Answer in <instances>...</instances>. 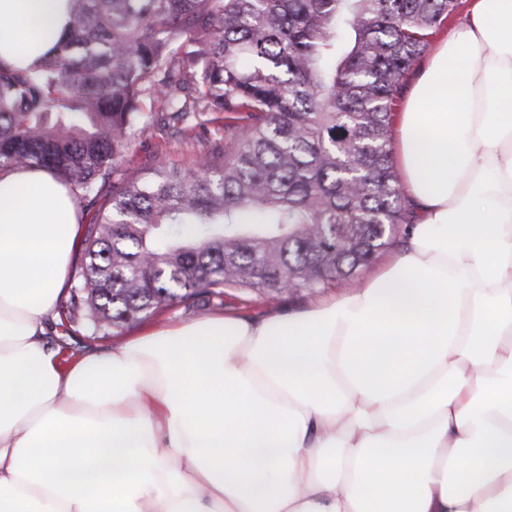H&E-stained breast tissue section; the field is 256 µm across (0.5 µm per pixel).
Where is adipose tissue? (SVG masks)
Returning <instances> with one entry per match:
<instances>
[{
  "label": "adipose tissue",
  "instance_id": "1",
  "mask_svg": "<svg viewBox=\"0 0 512 512\" xmlns=\"http://www.w3.org/2000/svg\"><path fill=\"white\" fill-rule=\"evenodd\" d=\"M399 102L415 222L360 287L176 324L60 368L81 246L41 168L0 177V512H512V0H461ZM67 0H0L34 64Z\"/></svg>",
  "mask_w": 512,
  "mask_h": 512
}]
</instances>
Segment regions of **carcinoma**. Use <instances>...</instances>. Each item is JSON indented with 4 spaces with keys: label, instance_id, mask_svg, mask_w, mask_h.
Here are the masks:
<instances>
[{
    "label": "carcinoma",
    "instance_id": "1",
    "mask_svg": "<svg viewBox=\"0 0 512 512\" xmlns=\"http://www.w3.org/2000/svg\"><path fill=\"white\" fill-rule=\"evenodd\" d=\"M459 0H68L36 65L0 62V175L43 167L94 210L66 321L91 336L226 288L338 286L415 216L391 130ZM159 122L191 168L115 181Z\"/></svg>",
    "mask_w": 512,
    "mask_h": 512
}]
</instances>
